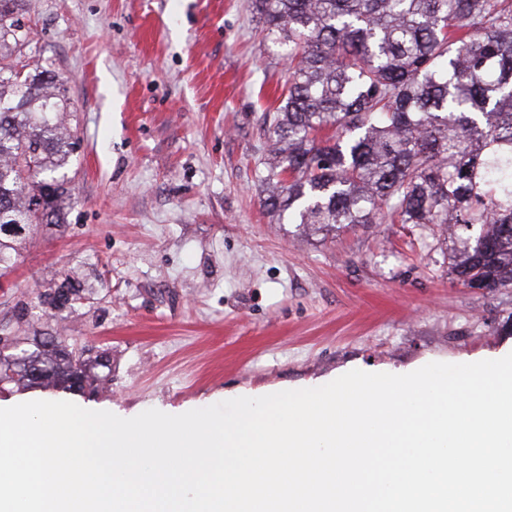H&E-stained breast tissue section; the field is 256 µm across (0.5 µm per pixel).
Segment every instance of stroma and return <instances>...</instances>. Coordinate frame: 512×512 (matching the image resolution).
<instances>
[{
    "mask_svg": "<svg viewBox=\"0 0 512 512\" xmlns=\"http://www.w3.org/2000/svg\"><path fill=\"white\" fill-rule=\"evenodd\" d=\"M255 0H28L30 71L67 100L69 227H37L0 288V337L65 341L111 371L97 391L17 390L131 418L181 414L354 369L512 351V288L464 287L437 224L310 234L261 200L265 120L286 89ZM94 293L40 305L70 271Z\"/></svg>",
    "mask_w": 512,
    "mask_h": 512,
    "instance_id": "stroma-1",
    "label": "stroma"
}]
</instances>
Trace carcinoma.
Returning <instances> with one entry per match:
<instances>
[{"mask_svg": "<svg viewBox=\"0 0 512 512\" xmlns=\"http://www.w3.org/2000/svg\"><path fill=\"white\" fill-rule=\"evenodd\" d=\"M21 0H0V279L32 228L66 231L75 142L55 78L25 73ZM288 52L264 206L288 223L477 228L448 254L468 288H512V0H255ZM81 279L44 295L61 310ZM61 341L0 352V383L81 391L98 377Z\"/></svg>", "mask_w": 512, "mask_h": 512, "instance_id": "carcinoma-1", "label": "carcinoma"}]
</instances>
